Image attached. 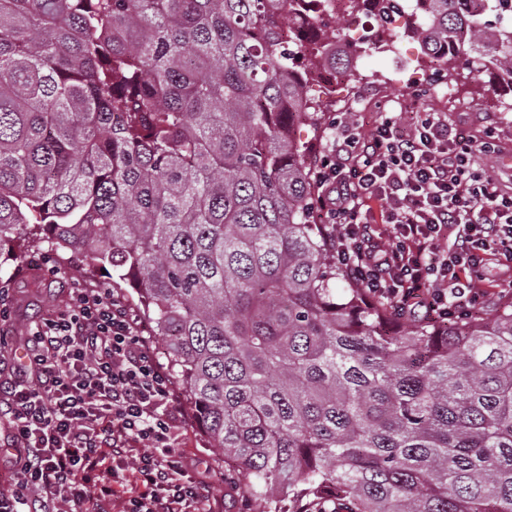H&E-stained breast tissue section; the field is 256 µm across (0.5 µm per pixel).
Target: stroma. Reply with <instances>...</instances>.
<instances>
[{
    "label": "stroma",
    "instance_id": "1",
    "mask_svg": "<svg viewBox=\"0 0 512 512\" xmlns=\"http://www.w3.org/2000/svg\"><path fill=\"white\" fill-rule=\"evenodd\" d=\"M396 52L371 47L352 66L357 82L327 83L311 80L308 94L321 107L320 119L298 125L294 138L307 145L311 158L328 149L336 119L371 126L380 113H394L401 125H409L419 112H435L474 141L493 136L494 155H477L476 165L500 192L512 194V87L493 89V79L462 74L449 80L447 66H429L417 41L396 26ZM410 68H403V59ZM111 288L129 304H136L132 288L111 281L109 275L92 274L83 259L49 247L18 249L14 261L0 267V309L5 312L0 328L7 340L0 353L18 356L23 343L49 314L65 309L75 288ZM182 448L190 458L209 468L211 512H266V504L247 498L224 464L220 449L208 447L196 420H188Z\"/></svg>",
    "mask_w": 512,
    "mask_h": 512
}]
</instances>
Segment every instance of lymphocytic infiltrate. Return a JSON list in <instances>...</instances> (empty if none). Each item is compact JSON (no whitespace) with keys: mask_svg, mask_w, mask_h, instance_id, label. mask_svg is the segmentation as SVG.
Masks as SVG:
<instances>
[{"mask_svg":"<svg viewBox=\"0 0 512 512\" xmlns=\"http://www.w3.org/2000/svg\"><path fill=\"white\" fill-rule=\"evenodd\" d=\"M313 172L337 263L373 300L447 319L478 310L488 264L512 280V194L475 167L474 144L436 113L371 133L338 122ZM0 418V512H207L210 485L179 446L184 411L124 301L74 291L10 363Z\"/></svg>","mask_w":512,"mask_h":512,"instance_id":"obj_1","label":"lymphocytic infiltrate"}]
</instances>
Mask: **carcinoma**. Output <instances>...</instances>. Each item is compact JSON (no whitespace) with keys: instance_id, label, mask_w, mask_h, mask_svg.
<instances>
[{"instance_id":"cac0c4a2","label":"carcinoma","mask_w":512,"mask_h":512,"mask_svg":"<svg viewBox=\"0 0 512 512\" xmlns=\"http://www.w3.org/2000/svg\"><path fill=\"white\" fill-rule=\"evenodd\" d=\"M427 57L512 84V0H426ZM383 19L391 0H348ZM300 0H0V258L131 282L211 448L273 512H512V301L403 317L313 221Z\"/></svg>"}]
</instances>
